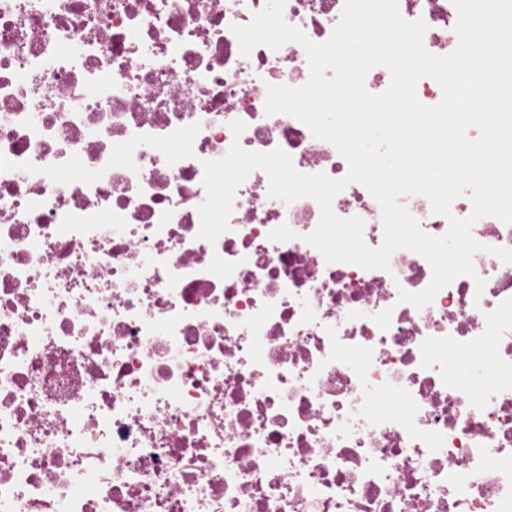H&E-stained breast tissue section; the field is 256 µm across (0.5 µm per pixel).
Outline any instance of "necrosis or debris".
<instances>
[{"instance_id": "obj_1", "label": "necrosis or debris", "mask_w": 512, "mask_h": 512, "mask_svg": "<svg viewBox=\"0 0 512 512\" xmlns=\"http://www.w3.org/2000/svg\"><path fill=\"white\" fill-rule=\"evenodd\" d=\"M265 4L0 0V512H512V263L491 253L512 224L478 220L475 277L420 309L399 292L430 284L422 256L326 262L318 204L270 198L261 170L229 231L197 236L203 163L232 143L348 171L265 112L267 85L309 77L294 42L241 55L231 28ZM398 5L431 53L456 48L452 0ZM343 7L284 18L323 42ZM333 209L381 246L363 185Z\"/></svg>"}]
</instances>
